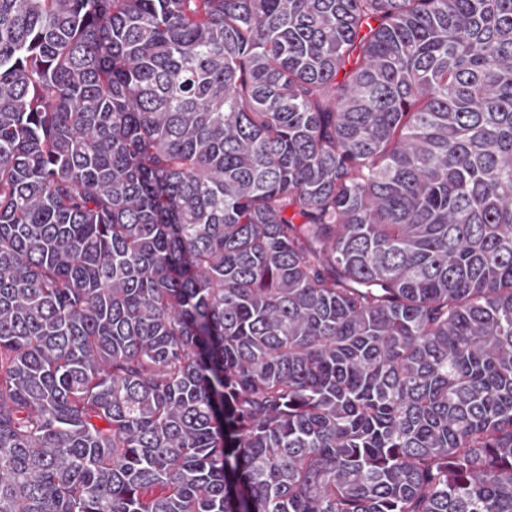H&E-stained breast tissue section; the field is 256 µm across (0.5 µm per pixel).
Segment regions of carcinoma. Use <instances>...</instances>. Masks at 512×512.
Listing matches in <instances>:
<instances>
[{"mask_svg": "<svg viewBox=\"0 0 512 512\" xmlns=\"http://www.w3.org/2000/svg\"><path fill=\"white\" fill-rule=\"evenodd\" d=\"M0 512H512V0H0Z\"/></svg>", "mask_w": 512, "mask_h": 512, "instance_id": "obj_1", "label": "carcinoma"}]
</instances>
